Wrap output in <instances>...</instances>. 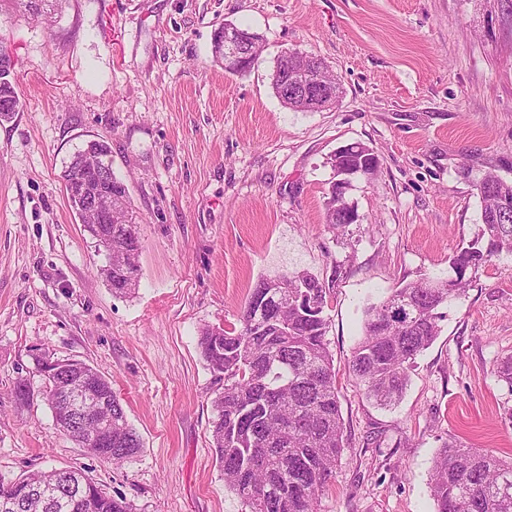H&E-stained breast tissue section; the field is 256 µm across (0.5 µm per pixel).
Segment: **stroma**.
<instances>
[{"label":"stroma","mask_w":512,"mask_h":512,"mask_svg":"<svg viewBox=\"0 0 512 512\" xmlns=\"http://www.w3.org/2000/svg\"><path fill=\"white\" fill-rule=\"evenodd\" d=\"M258 33L248 72L212 53L224 23ZM335 75V107L295 112L270 73L284 49ZM0 49L20 107L0 120V480L74 467L136 512H245L211 446L217 385L201 327L237 326L258 279L308 271L326 286V338L348 446L317 512H434L437 450L512 456V258H492L449 301L394 408L348 374L363 309L425 277L480 230L474 184L512 180V0H66L34 19L0 6ZM111 148L142 243L140 282L115 295L104 250L62 172ZM379 160L345 193L357 223L326 222L336 149ZM111 382L142 448L120 468L56 432L38 356ZM28 378L17 408L9 390Z\"/></svg>","instance_id":"1"}]
</instances>
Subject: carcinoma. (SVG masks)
<instances>
[{
  "mask_svg": "<svg viewBox=\"0 0 512 512\" xmlns=\"http://www.w3.org/2000/svg\"><path fill=\"white\" fill-rule=\"evenodd\" d=\"M19 107L15 86L0 84V119ZM94 154L78 152L63 172L65 187L86 195L121 192L123 182L112 177L102 185L85 177ZM370 161L364 151L351 150L332 158L336 172L350 171ZM485 189L477 192L481 230L478 237L457 249L450 264L451 279H426L393 290L364 310L363 333L354 348L349 369L368 399L392 406L410 380L416 358L440 334V309L469 284L468 273L500 254L512 255V212L491 224L488 213L500 199H512V181L484 175ZM354 209L331 194L327 223L343 226ZM98 245L112 248V269L101 270L112 292L136 290L140 268L139 239L127 230L132 221L130 200L118 206L112 223H96L90 210L77 211ZM272 284L286 292L281 307L264 316L265 332L250 328L253 298ZM327 290L309 272H288L260 278L251 290L239 327L206 326L198 345L207 369L222 383L214 406L212 447L224 476V486L245 505V512H316V497L327 484L344 449V435L336 370L326 339ZM38 372L49 382L43 398L53 414L55 429L81 442L87 453L115 467L136 456L142 447L128 423L120 399L96 368L75 359L38 360ZM79 383L90 398L112 405V429L98 444L58 418L55 386ZM11 395L15 404L30 401L26 379L19 377ZM430 492L434 512H512V460L456 443H444L434 459ZM0 512H135L122 496L103 492L78 469L32 471L14 481L0 480Z\"/></svg>",
  "mask_w": 512,
  "mask_h": 512,
  "instance_id": "cac0c4a2",
  "label": "carcinoma"
}]
</instances>
